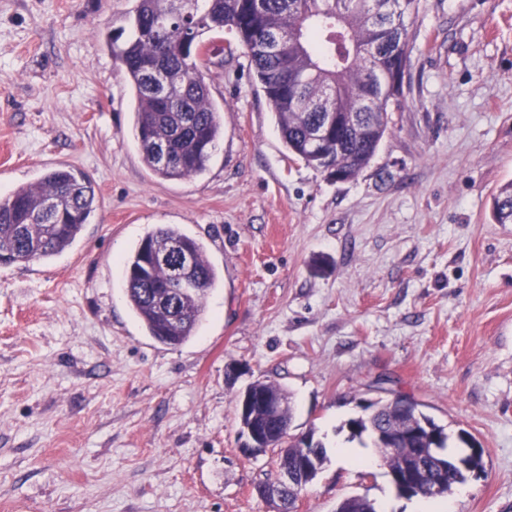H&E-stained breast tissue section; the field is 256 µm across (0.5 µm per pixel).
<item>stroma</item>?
<instances>
[{
    "instance_id": "1",
    "label": "stroma",
    "mask_w": 512,
    "mask_h": 512,
    "mask_svg": "<svg viewBox=\"0 0 512 512\" xmlns=\"http://www.w3.org/2000/svg\"><path fill=\"white\" fill-rule=\"evenodd\" d=\"M132 5L0 0V195L69 165L97 197L64 253L0 266V512H267L253 488L275 456L237 441L236 398L257 380L289 392L292 434L327 449L298 512L351 495L415 512L346 427L399 394L449 454L463 431L484 450L451 512H512V224L491 215L512 180V0H421L401 104L343 183L288 153L228 30L206 73L224 111L213 158L155 177L105 43ZM168 224L221 276L178 347L125 295V259Z\"/></svg>"
}]
</instances>
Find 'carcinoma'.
<instances>
[{"label":"carcinoma","instance_id":"1","mask_svg":"<svg viewBox=\"0 0 512 512\" xmlns=\"http://www.w3.org/2000/svg\"><path fill=\"white\" fill-rule=\"evenodd\" d=\"M120 24L106 34L112 59L124 70L133 93V122L145 166L162 180L194 177L206 171L220 137L223 119L217 112L203 68L209 64L194 55V47L207 44L206 35L226 29L235 32L245 49L256 80L275 112L288 150L308 166L320 169L321 150L309 144L323 112H351L359 135L342 125L338 141L328 150L341 148L331 164L352 180L368 166L389 127V102L363 103L368 81L387 64L380 40L394 25L393 14L382 12L374 0H262L257 18L248 15L245 0H192L183 7L173 0H133ZM401 6L397 18L405 38H410L420 0H392ZM155 67L169 83L148 73ZM174 159L162 160L160 144ZM96 208L92 180L67 167L48 170L37 182L16 187L0 197V257L8 265L26 266L62 254L82 235ZM492 217L497 224H512V181L493 195ZM176 247L188 253L193 268L185 286L168 262L143 269L153 245ZM127 301L136 317L159 343L188 342L205 312L209 290L219 277L208 261L203 244L175 225L149 232L125 262ZM169 288L177 293L182 318L171 322L168 302L158 293ZM400 418L391 407L368 422L351 418V437L367 436L391 469L403 467L409 458L404 448H429L427 433L414 441L390 448L377 438L374 428ZM429 470L445 471L449 493L466 479V471L453 457L430 456Z\"/></svg>","mask_w":512,"mask_h":512}]
</instances>
